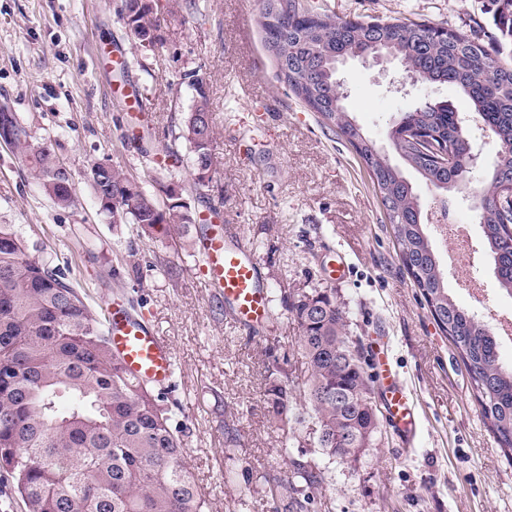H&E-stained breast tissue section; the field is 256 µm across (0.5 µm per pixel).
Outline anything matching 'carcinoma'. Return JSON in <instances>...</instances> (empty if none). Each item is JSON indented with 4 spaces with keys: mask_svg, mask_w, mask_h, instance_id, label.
<instances>
[{
    "mask_svg": "<svg viewBox=\"0 0 512 512\" xmlns=\"http://www.w3.org/2000/svg\"><path fill=\"white\" fill-rule=\"evenodd\" d=\"M285 21L271 22L272 0H261L260 29L276 64V77L308 110L347 142L369 166L386 220L419 289L443 334L466 367L484 418L500 447L512 453V369L500 362L498 342L487 324L456 303L425 230L422 208L401 170L368 139L338 96L336 58L356 57L376 45L418 81L457 87L474 112L460 117L445 105L422 102L401 114L391 143L404 164L436 190L451 194L472 149L467 122L478 123L508 155L481 174L487 203L478 210L497 287L512 296V219L496 207L503 177L512 179V55L487 51L459 31L444 39L442 26L400 18L340 19L301 0H283ZM494 20L512 38V0H491ZM154 18L147 28L140 21ZM125 22L142 47L157 39L160 17L153 0H125ZM197 127L187 113L182 129L194 170L216 171L212 112ZM12 126V146L54 205L74 203L73 177L52 140H36L14 112H0ZM431 129L454 149L455 171L416 153L403 128ZM94 194L112 201L103 212L114 224H133L142 235L155 226L184 230L185 205L160 204L146 194L132 199L139 184L106 162L90 169ZM299 329L297 351L304 381L288 387V370L278 358L267 366L264 402L272 421L304 422L292 411L299 392L316 425L313 443L330 463H348L354 449L367 448L378 432L366 358L347 335V311L328 289L298 295L286 304ZM174 387L158 389L133 377L112 349L104 314L46 259L31 255L29 240L14 224H0V472L11 479L26 512H207L206 493L184 455L182 431L169 404ZM287 471L264 479L263 492L275 512H314V493L328 466L282 449Z\"/></svg>",
    "mask_w": 512,
    "mask_h": 512,
    "instance_id": "carcinoma-1",
    "label": "carcinoma"
}]
</instances>
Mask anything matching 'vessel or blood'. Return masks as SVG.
I'll return each mask as SVG.
<instances>
[{
  "label": "vessel or blood",
  "mask_w": 512,
  "mask_h": 512,
  "mask_svg": "<svg viewBox=\"0 0 512 512\" xmlns=\"http://www.w3.org/2000/svg\"><path fill=\"white\" fill-rule=\"evenodd\" d=\"M203 255L201 275L208 288L224 299L236 322L245 327L265 323L270 300L258 277L257 260L232 226L213 225L200 240ZM107 329L112 347L132 375L150 384L166 387L171 381L172 352L151 327L134 318L121 304L107 308ZM378 381L384 385L389 424L405 434L417 425L409 392L392 371L385 349L375 354Z\"/></svg>",
  "instance_id": "b4317fda"
}]
</instances>
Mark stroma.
Listing matches in <instances>:
<instances>
[{
  "label": "stroma",
  "instance_id": "35a3bbf8",
  "mask_svg": "<svg viewBox=\"0 0 512 512\" xmlns=\"http://www.w3.org/2000/svg\"><path fill=\"white\" fill-rule=\"evenodd\" d=\"M341 19L411 18L478 37L493 54L512 40L493 23L490 0H309ZM125 0H0V107L39 138L52 139L71 169L76 203L52 204L10 146L0 143V224H14L85 288L95 308L120 301L169 345L176 364L173 420L186 432L185 459L208 493L209 512H272L263 474H282L284 438L264 402L270 356L294 376L299 329L285 308L296 293L331 289L349 313L347 332L364 353L385 343L410 392L417 429L406 438L380 418L357 461L333 465L316 512H512V457L504 455L474 396L452 342L438 328L405 271L370 176L351 146L324 128L276 78L257 24L259 0H159L154 47L136 44ZM128 53L125 70L107 68L104 47ZM363 133L392 152L389 131L423 101L467 114L468 99L447 84L403 81L399 68L352 60L339 72ZM203 81L213 113L217 171L193 184V159L179 140ZM133 87L143 111H127L118 92ZM138 129V151L125 144ZM181 162L170 177L156 161L158 139ZM105 160L130 173L157 201L178 186L196 213H217L252 248L274 315L248 331L197 276L198 247L178 234L138 235L101 213L87 174ZM472 188L450 202L468 228L462 261L484 289L476 296L449 281L459 304L499 335L512 365V297L495 286L481 251ZM235 430L227 442L225 427Z\"/></svg>",
  "mask_w": 512,
  "mask_h": 512
}]
</instances>
